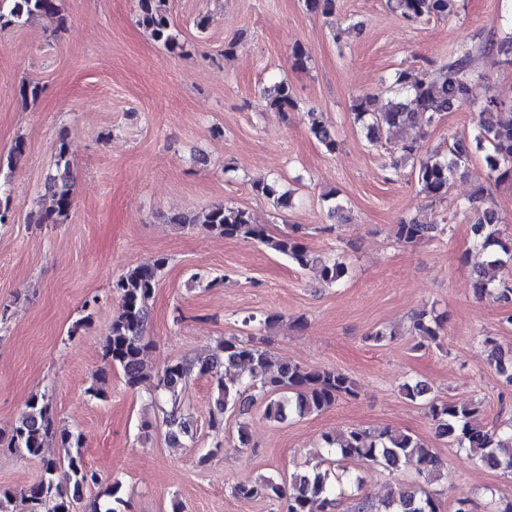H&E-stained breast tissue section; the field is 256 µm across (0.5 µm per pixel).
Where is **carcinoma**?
<instances>
[{
  "mask_svg": "<svg viewBox=\"0 0 512 512\" xmlns=\"http://www.w3.org/2000/svg\"><path fill=\"white\" fill-rule=\"evenodd\" d=\"M391 10L401 19L417 23L431 18H448L457 11L458 0H388ZM9 8H4V4ZM138 23L171 50L180 48L168 18L166 0H137ZM46 16L56 21V30L66 28L67 18L62 0H0V27L24 17ZM498 64L512 68V36L489 42ZM476 48L468 44L452 47L448 62L431 79L409 72L398 73L395 96L382 110L373 108L369 96L354 100L351 111L354 122L366 130L369 144L382 142L384 136L397 137L393 151L400 159L412 162V173L420 193L442 201L447 198L450 181L476 152L485 153L488 178L496 183H512V101L487 97L479 108V121L474 134L454 140L445 152H421L419 142L402 137L428 115L429 119L450 110L468 98ZM266 107L288 112L296 106L293 89L281 82L265 96ZM311 132L326 151L336 152L335 132L321 118L312 119ZM255 190L277 206L289 201L290 192L280 190L275 182H259ZM48 205L40 209L42 224H57L68 217L73 205V174L67 159V148L60 144L55 173L45 185ZM473 210L476 221L471 226L476 246L488 253L490 265H512V239L502 237L498 213L488 205L484 190H475L463 205ZM171 224L187 229L204 230L214 236L231 240L254 241L267 250L301 268L317 267L328 284L341 281L347 266L336 258H321L307 248L293 233L272 236L266 227L254 221L252 214L239 207L215 205L203 212H181L168 217ZM443 224L402 223L397 237L408 244L428 241L444 233ZM168 260L158 256L148 262L132 265L112 283L120 300L119 314L103 343V359L107 365L122 369L125 384L137 388L151 378L146 363V331L150 320L148 302L153 297L162 270ZM476 294L507 308L512 304V287L499 286L491 277L476 272ZM444 317L426 310L412 319V332L423 347L436 341L443 331ZM482 344L508 385H512V355L504 351L491 336ZM208 376L215 385L217 397L211 415V427L219 432L224 427V413L238 410L248 413L260 397L264 415L273 422L289 418H305L321 413L342 398L356 396L355 383L345 373L312 368L279 360L268 349L243 336H229L219 344L218 351L207 358H184L168 365L156 376L155 391L172 405L166 418L168 439L178 444L193 436L190 414L180 407V391L192 375ZM435 436L465 449L481 465L512 471V430H489L481 421L478 404L461 405L451 401L430 399L425 403ZM55 440L68 449L65 460L44 456L48 442ZM326 457L291 476L290 485L271 477L251 484H239L232 490L236 497L267 498L279 503L280 512H339L348 500L349 512H441L438 494L417 484L398 492L378 505L365 496L349 492L352 480L348 465L362 462L387 469L411 467L423 481L435 479L443 467L440 456L417 436L384 428L368 430L349 428L322 436ZM42 460V473L28 491V512H76L81 501L76 492L97 484V473L84 460L83 439L58 426L51 413L50 398L34 395L7 430L0 429V443ZM118 484L107 493L110 501L95 499L84 512H126L127 503L119 496Z\"/></svg>",
  "mask_w": 512,
  "mask_h": 512,
  "instance_id": "obj_1",
  "label": "carcinoma"
}]
</instances>
